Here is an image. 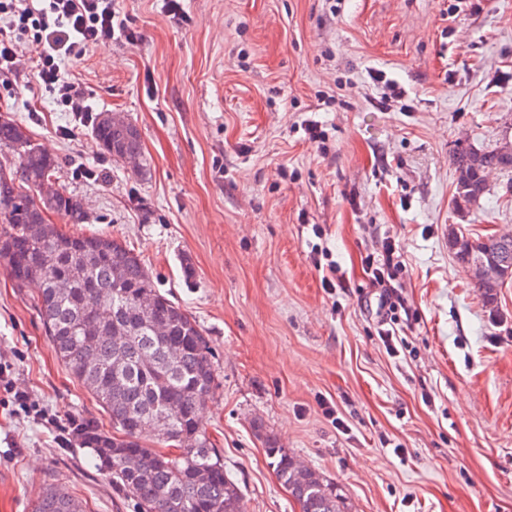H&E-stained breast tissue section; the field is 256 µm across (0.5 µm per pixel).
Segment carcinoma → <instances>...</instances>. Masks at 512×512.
<instances>
[{"instance_id":"obj_1","label":"carcinoma","mask_w":512,"mask_h":512,"mask_svg":"<svg viewBox=\"0 0 512 512\" xmlns=\"http://www.w3.org/2000/svg\"><path fill=\"white\" fill-rule=\"evenodd\" d=\"M93 136L114 158H141L135 125L108 126L95 118ZM0 147L13 152L16 168L0 166V241L12 248L5 266L18 288L35 290L43 328L68 372L109 415L112 430L95 418L71 422L76 444L87 448L116 489L137 512H244L239 486L224 474L202 422L216 388L209 340L196 319L152 284L139 256L122 242L98 234L67 233L39 226L52 211L65 224H84L77 196L60 184L53 204L41 194L57 175L58 162L33 144L14 119L0 120ZM455 202L479 201L491 170L512 172V154L458 146ZM467 268L491 256L512 268V236L448 241ZM265 438L281 483L302 512H347L336 486ZM152 441L173 448L161 453ZM34 512H84L82 503L58 486L38 495Z\"/></svg>"}]
</instances>
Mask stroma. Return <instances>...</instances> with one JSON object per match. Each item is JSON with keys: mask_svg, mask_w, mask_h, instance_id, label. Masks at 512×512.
<instances>
[{"mask_svg": "<svg viewBox=\"0 0 512 512\" xmlns=\"http://www.w3.org/2000/svg\"><path fill=\"white\" fill-rule=\"evenodd\" d=\"M181 7L178 24L160 0H116L136 41L115 37L62 67L96 111L136 125L139 168L101 152L90 125L29 88L31 73L0 85V112L58 160L88 215L75 232L126 243L196 317L218 377L203 423L245 512H301L265 433L351 512H512V283L487 306L448 248L449 231L512 226V173H491L489 193L460 212L452 161L459 143L512 142V0ZM373 70L405 88L411 111L377 108L386 88ZM307 118L327 151L309 142ZM387 235L419 316L395 356L363 269ZM316 246L339 268L335 292ZM0 363L49 416L0 399V512H32L49 484L85 512H135L69 433L71 420L108 414L1 268Z\"/></svg>", "mask_w": 512, "mask_h": 512, "instance_id": "stroma-1", "label": "stroma"}]
</instances>
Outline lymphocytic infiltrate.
<instances>
[{
	"label": "lymphocytic infiltrate",
	"instance_id": "f902f5d3",
	"mask_svg": "<svg viewBox=\"0 0 512 512\" xmlns=\"http://www.w3.org/2000/svg\"><path fill=\"white\" fill-rule=\"evenodd\" d=\"M118 26L115 0H0V78L27 66L58 106L75 121L87 122L92 107L78 85L63 79L61 66L114 39ZM365 266L386 309L378 336L388 352H396L399 325L418 319L402 294L403 262L396 240L384 237L379 251L367 253Z\"/></svg>",
	"mask_w": 512,
	"mask_h": 512
}]
</instances>
